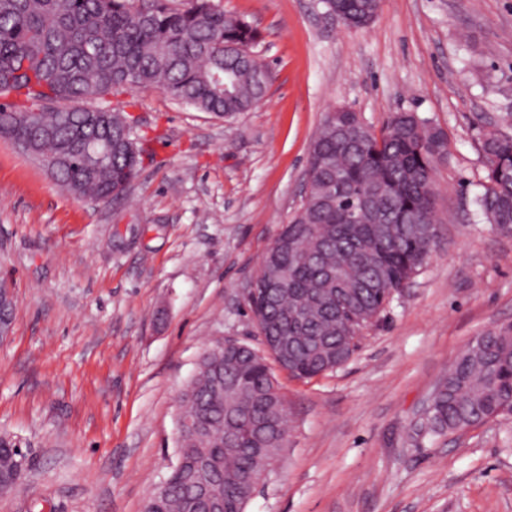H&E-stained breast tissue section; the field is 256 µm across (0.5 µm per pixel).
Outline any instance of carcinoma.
<instances>
[{"instance_id":"cac0c4a2","label":"carcinoma","mask_w":512,"mask_h":512,"mask_svg":"<svg viewBox=\"0 0 512 512\" xmlns=\"http://www.w3.org/2000/svg\"><path fill=\"white\" fill-rule=\"evenodd\" d=\"M0 0V134L42 157L68 192L108 203L124 196L143 163L136 120L112 112L91 125L96 101L127 89L159 90L217 118L257 107L268 83L253 48L261 32L214 0ZM380 0H326L348 29L369 26ZM73 101L78 106L53 109ZM485 162L482 218L512 230V115L479 129ZM444 131L395 112L378 131L345 107L326 113L308 158L304 197L255 273L248 299L257 329L283 350L241 343L210 353L186 384L184 464L167 477L152 512H244L262 457L286 447L288 402L271 364L296 379L333 373L422 270L441 224L437 166ZM512 422V327L475 339L440 379L414 434L431 442L490 421Z\"/></svg>"}]
</instances>
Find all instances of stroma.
Masks as SVG:
<instances>
[{
  "instance_id": "35a3bbf8",
  "label": "stroma",
  "mask_w": 512,
  "mask_h": 512,
  "mask_svg": "<svg viewBox=\"0 0 512 512\" xmlns=\"http://www.w3.org/2000/svg\"><path fill=\"white\" fill-rule=\"evenodd\" d=\"M263 34L264 102L220 119L161 91L112 94L147 155L126 195H70L0 139V437L27 466L0 512H143L177 460L179 393L203 350L260 346L244 290L298 209L326 112L442 128L439 246L336 372L276 379L291 417L245 512H512V423L412 439L475 336L512 325V234L475 216L479 119L512 113V0H382L346 29L324 0H215ZM16 297L13 289L0 283V343L6 342L12 335L13 321L3 317L4 311H11L16 307ZM2 313V316H1Z\"/></svg>"
}]
</instances>
